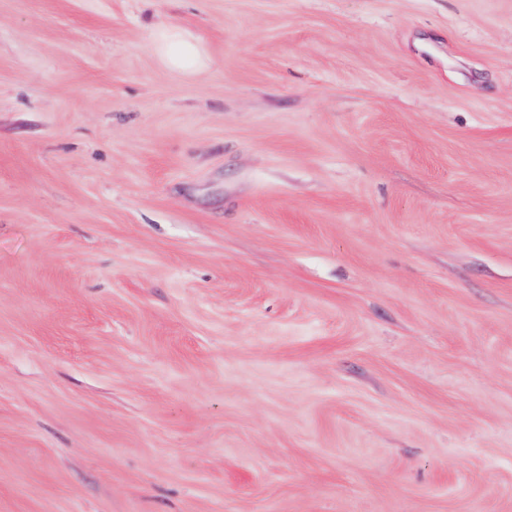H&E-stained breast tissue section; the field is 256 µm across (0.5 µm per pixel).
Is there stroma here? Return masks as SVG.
<instances>
[{"label":"stroma","mask_w":512,"mask_h":512,"mask_svg":"<svg viewBox=\"0 0 512 512\" xmlns=\"http://www.w3.org/2000/svg\"><path fill=\"white\" fill-rule=\"evenodd\" d=\"M0 512H512V0H0ZM154 43L163 61L173 69L191 72L201 64L198 46L185 40L174 27L161 30Z\"/></svg>","instance_id":"1"}]
</instances>
